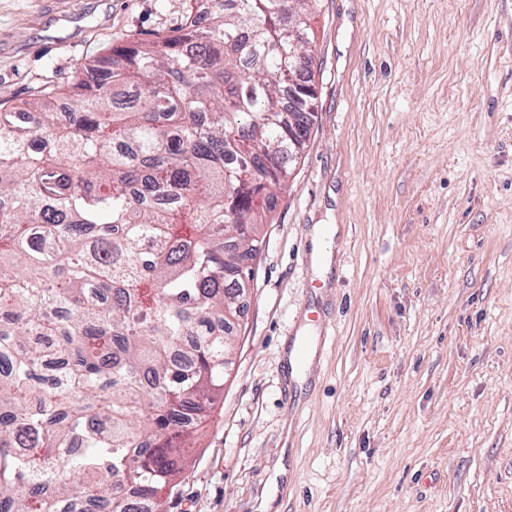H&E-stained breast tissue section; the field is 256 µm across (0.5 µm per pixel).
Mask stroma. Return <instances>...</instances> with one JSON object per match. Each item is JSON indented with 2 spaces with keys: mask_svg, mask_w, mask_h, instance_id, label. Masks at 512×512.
<instances>
[{
  "mask_svg": "<svg viewBox=\"0 0 512 512\" xmlns=\"http://www.w3.org/2000/svg\"><path fill=\"white\" fill-rule=\"evenodd\" d=\"M188 6L0 0V104ZM313 27L316 118L165 510L512 512V0H320Z\"/></svg>",
  "mask_w": 512,
  "mask_h": 512,
  "instance_id": "obj_1",
  "label": "stroma"
}]
</instances>
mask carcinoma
<instances>
[{"instance_id":"1","label":"carcinoma","mask_w":512,"mask_h":512,"mask_svg":"<svg viewBox=\"0 0 512 512\" xmlns=\"http://www.w3.org/2000/svg\"><path fill=\"white\" fill-rule=\"evenodd\" d=\"M224 0L0 107V512H160L224 391L257 213L288 179V25ZM69 107L68 122L55 112Z\"/></svg>"}]
</instances>
